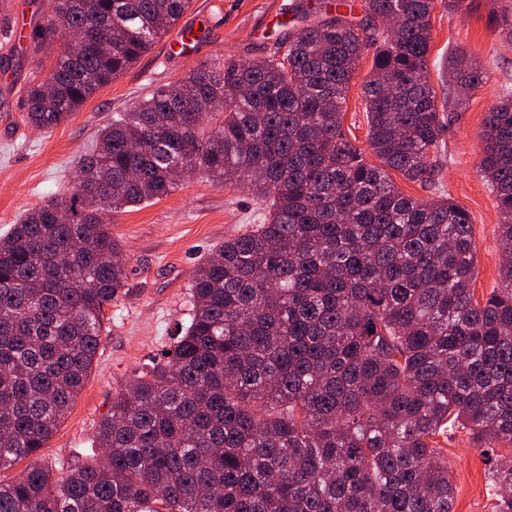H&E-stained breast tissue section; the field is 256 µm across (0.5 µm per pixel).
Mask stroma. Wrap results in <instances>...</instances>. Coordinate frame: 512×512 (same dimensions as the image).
<instances>
[{"mask_svg": "<svg viewBox=\"0 0 512 512\" xmlns=\"http://www.w3.org/2000/svg\"><path fill=\"white\" fill-rule=\"evenodd\" d=\"M48 2L8 0L0 9V235L26 212L72 191L81 157L91 152L98 130L112 115L133 108L154 85L181 80L201 64L268 57L276 48L278 22L302 0H193L182 24L206 33L193 50L171 56L167 40H160L68 122L44 132L26 122L24 99L28 85L44 78L55 58L51 47L35 48L28 38L33 13ZM466 2L467 10L456 14L435 8L430 57L437 61L449 49L462 48L485 68L487 80L466 109L446 108L447 128L433 155V184L412 183L397 173L392 179L406 195L428 202L443 195L470 212L477 246L473 288L481 300L499 283L502 249L495 197L477 172L484 147L480 131L490 105L504 87L512 88V37L490 19L489 0ZM371 69V56H364L343 118L345 134L362 148L368 138L362 82ZM265 217L261 201L246 186L219 188L201 174L159 201L112 214V234L127 263V285L104 309L100 347L81 393L38 453L55 475L90 453L113 396L138 364L160 356L188 322L189 288L197 266L226 239ZM436 443L452 475L454 512H492L488 473L495 458L512 461V446L500 445L491 459L473 448L461 430L438 436Z\"/></svg>", "mask_w": 512, "mask_h": 512, "instance_id": "stroma-1", "label": "stroma"}]
</instances>
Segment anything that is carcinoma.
<instances>
[{
	"label": "carcinoma",
	"instance_id": "carcinoma-1",
	"mask_svg": "<svg viewBox=\"0 0 512 512\" xmlns=\"http://www.w3.org/2000/svg\"><path fill=\"white\" fill-rule=\"evenodd\" d=\"M270 57L203 64L112 116L74 191L0 236V470L34 457L97 355L104 307L126 285L103 215L204 173L243 182L262 224L197 269L189 321L137 369L96 431L100 452L60 478L37 463L0 480V512H453L437 435L512 444V90L488 108L478 174L504 258L479 302L469 211L405 195L431 184L446 125L429 80L436 0H306ZM192 0H54L38 46L68 45L26 90L50 131L136 63ZM368 146L344 135L359 61ZM443 103L486 72L458 49ZM216 119L204 124L206 116ZM512 512V463L489 476Z\"/></svg>",
	"mask_w": 512,
	"mask_h": 512
}]
</instances>
